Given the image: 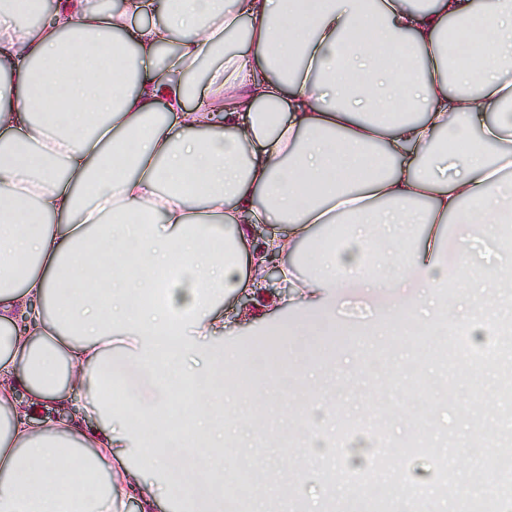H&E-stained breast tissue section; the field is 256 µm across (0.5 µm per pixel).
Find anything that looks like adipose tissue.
I'll return each instance as SVG.
<instances>
[{"mask_svg":"<svg viewBox=\"0 0 512 512\" xmlns=\"http://www.w3.org/2000/svg\"><path fill=\"white\" fill-rule=\"evenodd\" d=\"M452 20L477 25L453 76L472 96L448 85ZM117 45L132 68L113 63ZM509 62L512 0H0V512H114L121 483L155 512L131 453L175 482L179 512H233L225 371L252 377L262 412L269 387L306 373L303 336L335 324L351 288L383 303L355 334L422 324L429 300L431 321H451L449 223L462 251L472 229L489 241L512 223ZM401 101L415 118L393 119ZM440 137L467 149L432 150ZM340 218L348 247L316 244ZM407 223L421 232L403 237ZM276 257L285 298L265 291ZM240 291L251 318L303 319L277 330L294 371L268 379L255 347L225 346L224 297ZM460 298L472 322L493 311ZM115 382L127 399L102 410L97 388ZM48 404L59 416L38 418Z\"/></svg>","mask_w":512,"mask_h":512,"instance_id":"adipose-tissue-1","label":"adipose tissue"}]
</instances>
